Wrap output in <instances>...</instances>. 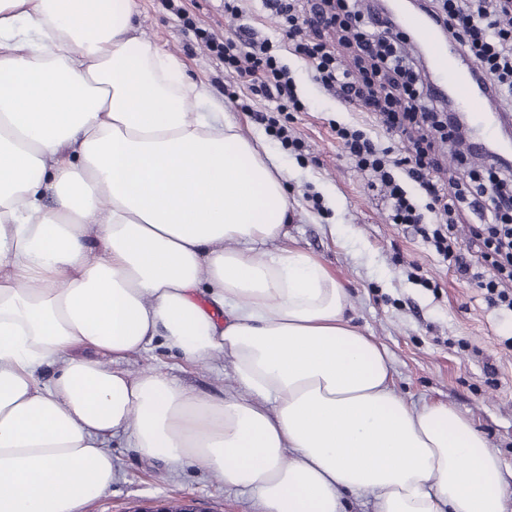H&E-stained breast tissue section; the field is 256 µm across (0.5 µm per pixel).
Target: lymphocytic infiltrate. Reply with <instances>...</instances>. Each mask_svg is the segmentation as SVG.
<instances>
[{
  "instance_id": "f902f5d3",
  "label": "lymphocytic infiltrate",
  "mask_w": 512,
  "mask_h": 512,
  "mask_svg": "<svg viewBox=\"0 0 512 512\" xmlns=\"http://www.w3.org/2000/svg\"><path fill=\"white\" fill-rule=\"evenodd\" d=\"M281 24L296 56L314 68L315 79L342 102L377 112L385 132L406 138L409 153L396 157L362 129L335 125L337 138L370 188L380 190L391 223L413 227L456 272L484 290L490 305L512 311V209L503 197L512 193V166L489 156L488 166L468 172L467 183L442 187L431 175L436 141L457 142L453 126L439 117L444 101L424 86L405 53L407 39L383 12L354 10L349 0H263ZM445 34L478 65L480 82L501 102L512 103V0H428ZM197 37L224 65L228 79L261 93L278 110L303 111L285 65L269 40H222L197 29ZM416 183L427 201L407 190ZM490 211L492 221L474 228L486 270H474L457 248L453 228L462 209ZM441 216V223L430 220Z\"/></svg>"
}]
</instances>
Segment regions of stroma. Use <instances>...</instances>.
Instances as JSON below:
<instances>
[{
    "label": "stroma",
    "instance_id": "1",
    "mask_svg": "<svg viewBox=\"0 0 512 512\" xmlns=\"http://www.w3.org/2000/svg\"><path fill=\"white\" fill-rule=\"evenodd\" d=\"M137 4L140 35L178 57L189 81L206 85L210 100L203 111L225 114L286 170L293 201L286 244L320 260L347 289L354 324L390 354L398 395L417 405L445 403L467 416L497 452L503 480L511 484L512 313L491 307L412 228L389 222L381 196L346 159L332 128L336 121L348 123L381 142L386 133L375 114L343 104L314 79L262 0H243L236 23L225 18L224 0H181L179 13L163 0ZM241 25L280 47L304 104L287 117L289 130L304 144L301 152L285 149L252 118L255 110L275 114V102L228 82L223 64L195 35L201 27L232 40ZM126 367L135 375L168 373L205 399L233 386L231 366L192 367L157 345ZM108 450L116 468L112 487L82 512H156L181 498L197 512H260L251 492L228 487L198 466L146 459L120 437Z\"/></svg>",
    "mask_w": 512,
    "mask_h": 512
}]
</instances>
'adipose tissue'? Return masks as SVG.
<instances>
[{
    "label": "adipose tissue",
    "instance_id": "1",
    "mask_svg": "<svg viewBox=\"0 0 512 512\" xmlns=\"http://www.w3.org/2000/svg\"><path fill=\"white\" fill-rule=\"evenodd\" d=\"M135 0H0V512H79L106 442L190 460L264 512H506L466 417L415 406L320 261L282 247L287 176L144 40ZM207 293V305L197 301ZM232 364L204 399L123 363Z\"/></svg>",
    "mask_w": 512,
    "mask_h": 512
}]
</instances>
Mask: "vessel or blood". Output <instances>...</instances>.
I'll return each mask as SVG.
<instances>
[{
    "label": "vessel or blood",
    "mask_w": 512,
    "mask_h": 512,
    "mask_svg": "<svg viewBox=\"0 0 512 512\" xmlns=\"http://www.w3.org/2000/svg\"><path fill=\"white\" fill-rule=\"evenodd\" d=\"M396 29L419 51L428 54L437 76L436 90L468 112L473 127L469 145L472 156L480 158L497 151L500 143L494 128L502 121V110L494 93L479 82L476 63L446 39L435 20L424 11L403 14Z\"/></svg>",
    "instance_id": "b4317fda"
}]
</instances>
